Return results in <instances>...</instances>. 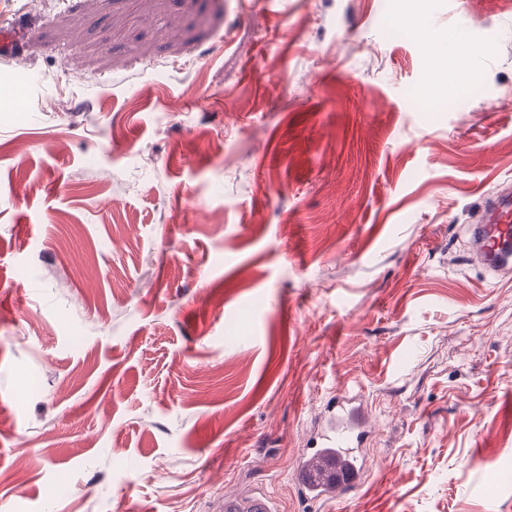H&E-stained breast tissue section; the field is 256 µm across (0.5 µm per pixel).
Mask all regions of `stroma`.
<instances>
[{"instance_id": "35a3bbf8", "label": "stroma", "mask_w": 512, "mask_h": 512, "mask_svg": "<svg viewBox=\"0 0 512 512\" xmlns=\"http://www.w3.org/2000/svg\"><path fill=\"white\" fill-rule=\"evenodd\" d=\"M0 0V512H512V0ZM223 223H213L214 215ZM360 392L361 486L290 470ZM479 224L468 226L470 247L476 259L491 275L512 270V196L499 194L485 206ZM218 512H278L276 499L269 493L256 492L247 496L226 494L219 501Z\"/></svg>"}]
</instances>
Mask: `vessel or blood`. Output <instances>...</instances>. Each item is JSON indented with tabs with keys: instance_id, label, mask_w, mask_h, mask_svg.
Masks as SVG:
<instances>
[{
	"instance_id": "vessel-or-blood-1",
	"label": "vessel or blood",
	"mask_w": 512,
	"mask_h": 512,
	"mask_svg": "<svg viewBox=\"0 0 512 512\" xmlns=\"http://www.w3.org/2000/svg\"><path fill=\"white\" fill-rule=\"evenodd\" d=\"M470 247L491 275L512 272V195L490 199L483 219L469 225ZM370 414L355 391L334 397L323 433L304 449L292 467V480L305 499L317 501L353 491L361 484L365 463L359 451ZM217 512H278L268 493L225 495Z\"/></svg>"
}]
</instances>
